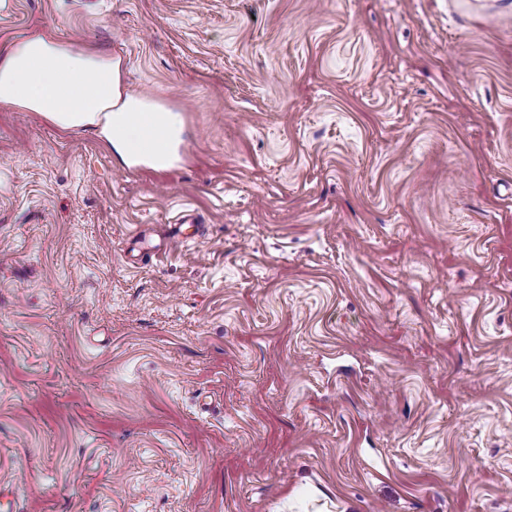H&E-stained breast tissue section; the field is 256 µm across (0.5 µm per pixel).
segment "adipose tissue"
Here are the masks:
<instances>
[{"instance_id": "adipose-tissue-1", "label": "adipose tissue", "mask_w": 512, "mask_h": 512, "mask_svg": "<svg viewBox=\"0 0 512 512\" xmlns=\"http://www.w3.org/2000/svg\"><path fill=\"white\" fill-rule=\"evenodd\" d=\"M0 104L62 130L87 129L122 165L162 171L181 159L179 110L127 91L120 59L42 29L0 45Z\"/></svg>"}]
</instances>
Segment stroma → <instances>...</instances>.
<instances>
[{"instance_id":"stroma-1","label":"stroma","mask_w":512,"mask_h":512,"mask_svg":"<svg viewBox=\"0 0 512 512\" xmlns=\"http://www.w3.org/2000/svg\"><path fill=\"white\" fill-rule=\"evenodd\" d=\"M42 27L185 140L129 169L0 108L18 512H512V0L0 9Z\"/></svg>"}]
</instances>
